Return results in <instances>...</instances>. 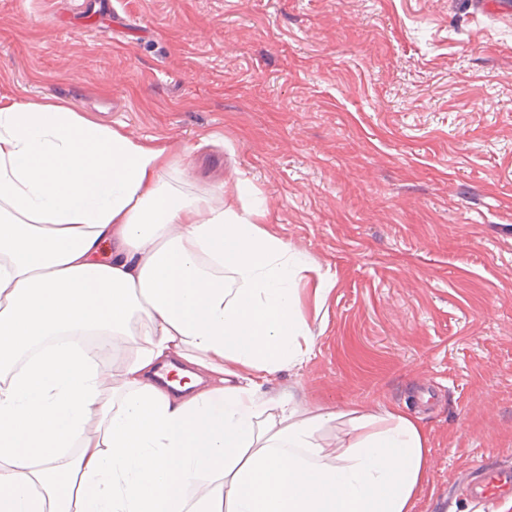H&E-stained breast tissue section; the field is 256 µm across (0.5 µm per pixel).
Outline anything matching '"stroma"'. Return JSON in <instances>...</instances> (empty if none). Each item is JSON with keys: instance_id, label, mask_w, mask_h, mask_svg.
I'll return each mask as SVG.
<instances>
[{"instance_id": "35a3bbf8", "label": "stroma", "mask_w": 512, "mask_h": 512, "mask_svg": "<svg viewBox=\"0 0 512 512\" xmlns=\"http://www.w3.org/2000/svg\"><path fill=\"white\" fill-rule=\"evenodd\" d=\"M0 93L168 144L333 286L270 395L419 417L415 512L512 466V0H0Z\"/></svg>"}]
</instances>
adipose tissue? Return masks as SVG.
<instances>
[{"label":"adipose tissue","instance_id":"1","mask_svg":"<svg viewBox=\"0 0 512 512\" xmlns=\"http://www.w3.org/2000/svg\"><path fill=\"white\" fill-rule=\"evenodd\" d=\"M177 167L158 139L0 96V512H413L418 418L266 394L314 346L297 277L319 299L330 275L229 205L247 182L190 194ZM117 340L138 350L107 380ZM342 417L350 438H322Z\"/></svg>","mask_w":512,"mask_h":512}]
</instances>
